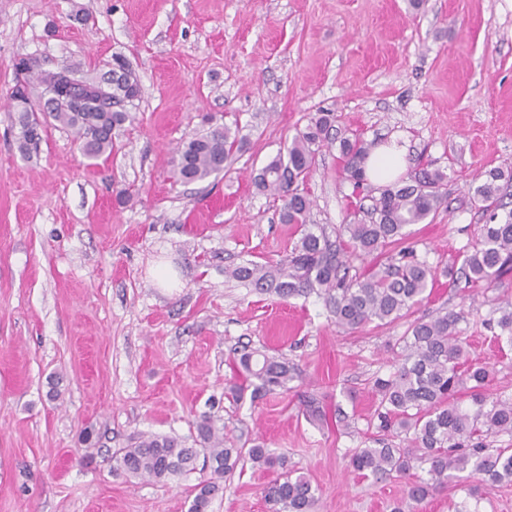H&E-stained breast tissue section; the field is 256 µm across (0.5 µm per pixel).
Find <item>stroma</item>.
<instances>
[{
  "instance_id": "1",
  "label": "stroma",
  "mask_w": 512,
  "mask_h": 512,
  "mask_svg": "<svg viewBox=\"0 0 512 512\" xmlns=\"http://www.w3.org/2000/svg\"><path fill=\"white\" fill-rule=\"evenodd\" d=\"M115 53L141 99L111 156L87 159L52 123L21 153L15 58L92 72ZM326 111L366 140H407L408 171L450 172L445 207L405 243L460 267L488 219L472 175L512 164V0H0V512H188L201 471L157 481L109 459L142 434L191 441L205 417L286 456L317 512H448L461 500L451 484L406 502L401 481L346 468L379 436L372 382L390 372L407 320L343 331L317 294L282 298L226 274L296 242L254 178ZM224 126L245 139L224 172L177 180L178 146ZM307 190L312 223L338 241L363 194L337 149L319 153ZM460 294L442 283L413 315L463 312L489 392L512 396V343L483 323L512 302V272L474 303ZM246 347L288 358V390L245 388ZM277 476L235 471L212 512H271L263 491Z\"/></svg>"
}]
</instances>
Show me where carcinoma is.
<instances>
[{
  "label": "carcinoma",
  "instance_id": "1",
  "mask_svg": "<svg viewBox=\"0 0 512 512\" xmlns=\"http://www.w3.org/2000/svg\"><path fill=\"white\" fill-rule=\"evenodd\" d=\"M20 82L38 86L44 104L24 99L11 104L13 125L21 149L41 139L44 113L76 134L80 149L89 159L112 153V134L131 119L129 109L141 98L139 79L130 61L114 54L95 77L79 67H64L46 73L36 57L27 55L14 64ZM332 112H317L288 145L287 156L279 155L256 175L258 186L282 198L281 221L292 224L299 234L288 257L278 262L249 261L229 271L232 278L283 298L317 292L335 317L336 326L354 330L369 323L393 324L411 313L427 298V290L439 277L456 283L458 278L478 287L490 286L512 271V209H507L504 188L512 184V166L494 167L473 175V199L489 214L481 225L478 241L464 256L460 270L439 269L422 261L414 250L403 248L386 262L371 266L362 276H349V266L339 251L309 224L312 200L306 189L317 155L338 143L345 179L359 189L366 181L365 162L374 148L359 134L335 132ZM239 131L218 127L186 142L175 165L179 180L202 181L224 171L235 148ZM448 174L441 169H421L399 184L387 186L370 197L369 207L359 206L365 217L344 225L353 252L370 256L405 239V229L435 216L446 201L443 191ZM460 313L450 311L414 319L399 338L400 352L388 377H377L373 389L379 427H393L402 444L375 440L378 447L357 448L349 458L356 472L388 478H405L406 497L415 502L448 485L455 472H468L471 483L459 489L465 497H476L477 487L512 483V447L491 448L489 436L512 437V398L487 392L489 370L469 359L462 336ZM246 378L258 381L257 391L288 388L294 368L283 356L245 349L238 359ZM470 392L471 404L462 407L457 394ZM194 446L174 437L141 435L113 460L131 477L156 480L199 469L210 478L194 487L189 512H210L223 490L221 481L238 465L251 462L265 468L283 469L267 485L265 497L274 512H315L316 489L309 478L286 469L285 457L260 445L244 449L212 422L203 418L196 425Z\"/></svg>",
  "mask_w": 512,
  "mask_h": 512
}]
</instances>
